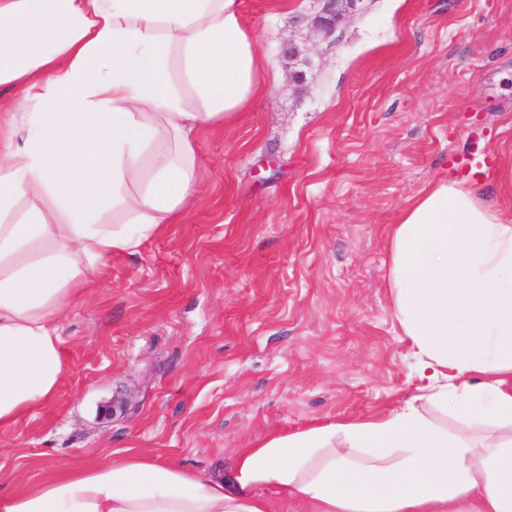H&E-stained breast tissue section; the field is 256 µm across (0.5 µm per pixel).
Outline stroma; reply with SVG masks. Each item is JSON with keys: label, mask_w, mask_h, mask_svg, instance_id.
Listing matches in <instances>:
<instances>
[{"label": "stroma", "mask_w": 512, "mask_h": 512, "mask_svg": "<svg viewBox=\"0 0 512 512\" xmlns=\"http://www.w3.org/2000/svg\"><path fill=\"white\" fill-rule=\"evenodd\" d=\"M321 9L241 0L278 80L197 133L189 212L66 314L54 398L0 426V495L129 452L226 474L257 437L417 394L386 227L472 130L496 159L472 186L512 212V0H359L326 40Z\"/></svg>", "instance_id": "stroma-1"}]
</instances>
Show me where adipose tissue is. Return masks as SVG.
<instances>
[{"label":"adipose tissue","instance_id":"1","mask_svg":"<svg viewBox=\"0 0 512 512\" xmlns=\"http://www.w3.org/2000/svg\"><path fill=\"white\" fill-rule=\"evenodd\" d=\"M269 77L240 0H0V426L53 398L90 278L189 211L195 132ZM386 240L418 394L257 439L220 477L144 453L61 467L0 512H512V212L438 180Z\"/></svg>","mask_w":512,"mask_h":512}]
</instances>
